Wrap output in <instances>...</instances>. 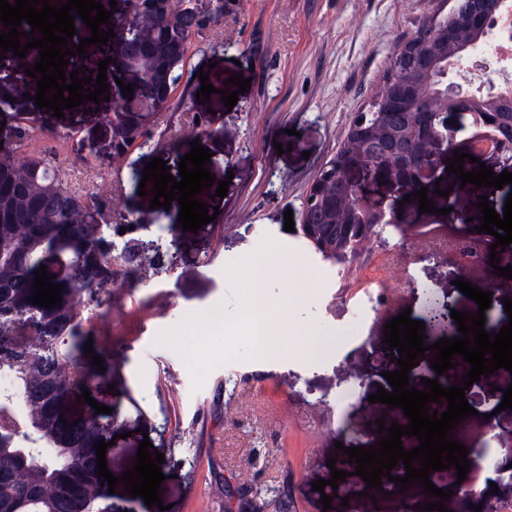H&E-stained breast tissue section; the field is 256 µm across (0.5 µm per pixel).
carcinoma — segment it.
<instances>
[{
  "label": "carcinoma",
  "instance_id": "obj_1",
  "mask_svg": "<svg viewBox=\"0 0 512 512\" xmlns=\"http://www.w3.org/2000/svg\"><path fill=\"white\" fill-rule=\"evenodd\" d=\"M165 2L126 0L125 11L112 21L121 44L114 62L122 72L139 76L141 90L159 112L170 108L190 49L203 38L195 29L198 5L193 0L174 11ZM146 9L152 16L143 23ZM485 40L481 25L464 15L447 45L413 38L421 49L413 90L384 113L372 140L358 142L348 132L338 151L356 149L387 163L420 160L410 130L418 119L430 126L444 105L433 60ZM468 106L474 112H494L499 124L512 128V93L493 98L479 94ZM148 122L115 106L111 123L116 152L149 139ZM34 133L33 127L21 124L9 135L11 141L0 146V375L11 380L9 390L0 394V474L10 476L9 482L0 483V512H61L64 502L69 512H98L107 485L90 466L89 448L111 423L93 417L74 426L63 424L54 406L95 379L112 377V362L104 353H99L104 372L84 355L85 345L100 331L98 317L87 311L93 305H111L117 288L158 273L161 263L156 256H144L130 225L100 224L97 198L104 186L80 190L59 172L57 151L66 147L67 137H58L51 147L20 150ZM307 198L314 203L301 233L333 264L351 262L387 230L385 224H348L334 203L311 194ZM49 254L70 265L68 278L61 281V304L53 308L30 301L35 271Z\"/></svg>",
  "mask_w": 512,
  "mask_h": 512
}]
</instances>
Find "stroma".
Returning <instances> with one entry per match:
<instances>
[{
	"mask_svg": "<svg viewBox=\"0 0 512 512\" xmlns=\"http://www.w3.org/2000/svg\"><path fill=\"white\" fill-rule=\"evenodd\" d=\"M444 8L443 0H228L223 20L192 46L183 88L157 116L151 139L117 163L104 152L102 113L52 117L34 104L33 83L16 85L15 106L0 111L1 131L32 125L40 146L71 135V150L57 159L70 185L111 184L99 202L113 223L135 225L140 242L163 246L162 273L112 299L105 317L114 335L110 382L66 408H111L116 439L106 461L113 475L132 468L140 441L149 439L165 458L161 496L170 512H274L266 505L270 488L291 496L289 512H323L325 494L334 512H355L342 508L332 487L317 492L312 484L330 479L327 461L341 457L342 447L380 439L378 420L390 410L368 397L384 383L376 355L387 348L386 322L405 311L422 319L433 298L477 312L465 294L448 295L459 278L448 239L466 236L468 227L444 214L448 200L437 192L427 194L434 212L404 204V234L385 233L342 271L301 232L284 229L285 212L301 216L319 170L382 88L395 49ZM205 64L215 92L201 103ZM238 73L251 87L229 108L220 90ZM198 112L212 122L196 134L189 121ZM195 140L212 153L211 174L230 184L222 198L202 191L200 201L214 202L219 214L192 233L178 223L179 204L151 208L138 188L147 162L178 167ZM296 255L319 286L299 297L281 274L266 278L269 297L291 301L292 313L287 328L271 325L269 349L258 350L245 320L246 266L275 267ZM215 310L224 315L220 333L205 326ZM314 343L310 362L282 351ZM511 385L505 370L469 393L477 411L465 443L469 458L490 465L512 447V427L492 438L481 431ZM344 393L350 399L342 404Z\"/></svg>",
	"mask_w": 512,
	"mask_h": 512,
	"instance_id": "35a3bbf8",
	"label": "stroma"
}]
</instances>
